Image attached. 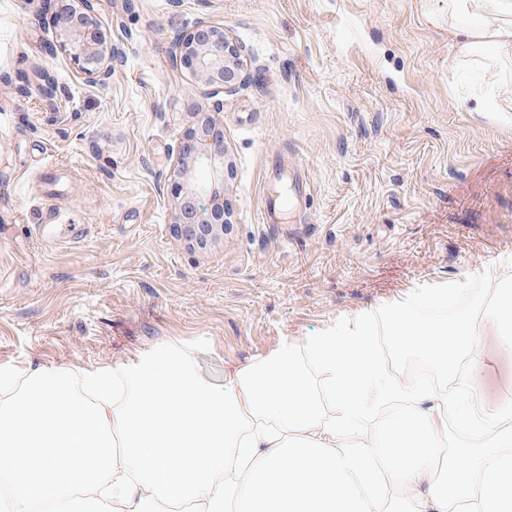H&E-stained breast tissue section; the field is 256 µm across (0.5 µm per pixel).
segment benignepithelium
I'll use <instances>...</instances> for the list:
<instances>
[{"mask_svg":"<svg viewBox=\"0 0 512 512\" xmlns=\"http://www.w3.org/2000/svg\"><path fill=\"white\" fill-rule=\"evenodd\" d=\"M41 8L64 24L61 47L75 68L92 84L102 83L112 74V63L120 60L122 50L108 42L93 19L97 0H80L82 9L65 4V0H40ZM176 70L190 71L204 87L202 95L213 100L212 109L224 107L220 95L232 92L247 80L243 46L231 39L224 28L201 23L181 36L171 56ZM36 88L47 101L55 97V87L45 69L34 71ZM195 123L181 139L177 164L171 181L174 207V230L189 244L206 245L208 238L217 235L230 223V212L224 208V194L216 185L224 184V139L216 132L217 124L209 110L199 107L194 112ZM206 168L213 181L199 183L196 173ZM210 193L213 198L210 217L202 218L199 195Z\"/></svg>","mask_w":512,"mask_h":512,"instance_id":"obj_1","label":"benign epithelium"}]
</instances>
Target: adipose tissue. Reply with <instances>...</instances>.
<instances>
[{
  "label": "adipose tissue",
  "instance_id": "adipose-tissue-1",
  "mask_svg": "<svg viewBox=\"0 0 512 512\" xmlns=\"http://www.w3.org/2000/svg\"><path fill=\"white\" fill-rule=\"evenodd\" d=\"M448 14L454 59L512 53V0H448ZM490 328L512 347V290L494 289L480 315L437 323L398 308L390 334L397 354L452 381ZM304 355L326 375L324 392ZM376 399L433 406L394 417L384 444L346 447ZM449 421L467 440L437 475ZM0 478L10 481L0 512H512V399L489 409L472 394L384 381L368 318L283 341L228 370L219 389L172 346L127 363L0 373ZM388 478L404 497L385 499Z\"/></svg>",
  "mask_w": 512,
  "mask_h": 512
}]
</instances>
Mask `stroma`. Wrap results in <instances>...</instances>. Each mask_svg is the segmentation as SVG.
Returning a JSON list of instances; mask_svg holds the SVG:
<instances>
[{"label": "stroma", "instance_id": "stroma-1", "mask_svg": "<svg viewBox=\"0 0 512 512\" xmlns=\"http://www.w3.org/2000/svg\"><path fill=\"white\" fill-rule=\"evenodd\" d=\"M123 56L104 84L80 75L39 0H0V369H67L137 350H192L197 376L224 373L370 317L391 381L388 319L423 288L460 289L438 321L479 314L488 279L512 289V112L473 85L512 80V55L449 69L448 0H98ZM245 49L250 78L225 94L224 205L205 247L172 229L181 136L202 86L172 68L198 22ZM56 86L32 89L34 67ZM52 167L55 195L41 179ZM303 186L293 223L269 199ZM80 224L50 247L37 224ZM472 393L512 394V351L481 338Z\"/></svg>", "mask_w": 512, "mask_h": 512}]
</instances>
